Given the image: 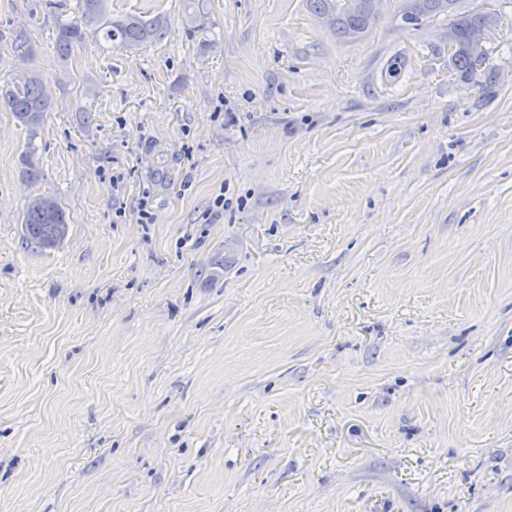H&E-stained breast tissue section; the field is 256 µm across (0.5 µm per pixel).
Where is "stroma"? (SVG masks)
I'll use <instances>...</instances> for the list:
<instances>
[{
  "label": "stroma",
  "instance_id": "35a3bbf8",
  "mask_svg": "<svg viewBox=\"0 0 512 512\" xmlns=\"http://www.w3.org/2000/svg\"><path fill=\"white\" fill-rule=\"evenodd\" d=\"M459 3L487 93L396 0H111L168 33L64 62L76 0H0L53 100L0 104V512H512V0ZM342 0H309L312 10L319 18L322 15H335L336 27L330 29L337 38L344 40H356L367 34L379 21L374 15L382 14L383 4L386 0H344L341 2L342 11L338 8ZM367 7L372 14L368 11H363L358 14H345L357 13L363 8ZM352 33H359L360 36L354 39L349 37ZM0 102L13 112L17 121L28 131L29 139H35L44 115L51 110V95L42 78L35 73L23 74L5 90L1 89ZM27 144L22 162L25 165L24 175L29 181H38L42 174L38 167L33 141ZM23 239L40 248H53L66 236L68 224L63 207L51 196L37 194L26 205Z\"/></svg>",
  "mask_w": 512,
  "mask_h": 512
}]
</instances>
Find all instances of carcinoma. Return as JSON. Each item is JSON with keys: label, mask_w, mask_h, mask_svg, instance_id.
<instances>
[{"label": "carcinoma", "mask_w": 512, "mask_h": 512, "mask_svg": "<svg viewBox=\"0 0 512 512\" xmlns=\"http://www.w3.org/2000/svg\"><path fill=\"white\" fill-rule=\"evenodd\" d=\"M316 16H336V27L331 32L347 40L352 33L367 34L378 22V18L367 11L345 14L338 8L340 0H309ZM109 0H79L76 15L61 23L56 29V44L60 55L69 54L72 47L84 41L87 34H100L108 42H118L126 47L157 41L165 34V20L161 16L145 19L130 15L112 19L108 9ZM425 20L443 18L453 32L450 44L451 57L456 69L468 74L475 73L467 43L472 30L480 26L484 17L470 10L463 11L458 0H423ZM0 102L13 112L17 121L28 131L27 144L22 162L24 175L29 181L41 178L34 146L44 115L51 110V95L42 78L35 73H26L12 86L0 91ZM68 224L63 207L51 196L37 194L26 205L23 218V239L40 248H53L66 236Z\"/></svg>", "instance_id": "obj_1"}]
</instances>
